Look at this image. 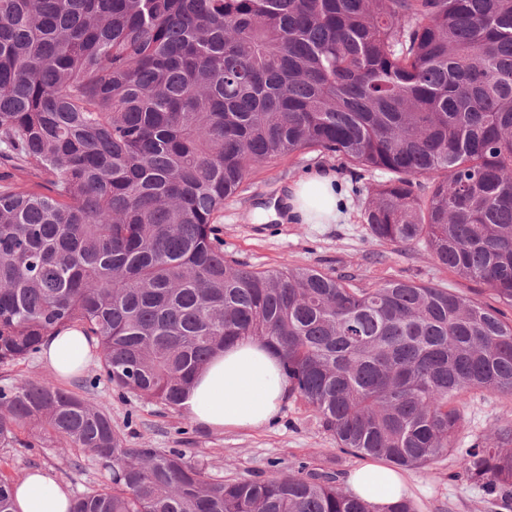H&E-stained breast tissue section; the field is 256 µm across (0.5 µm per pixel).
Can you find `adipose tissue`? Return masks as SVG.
<instances>
[{
    "instance_id": "ef3b65f1",
    "label": "adipose tissue",
    "mask_w": 512,
    "mask_h": 512,
    "mask_svg": "<svg viewBox=\"0 0 512 512\" xmlns=\"http://www.w3.org/2000/svg\"><path fill=\"white\" fill-rule=\"evenodd\" d=\"M348 207L335 174L320 169L289 186L281 212L284 221L294 224H336L346 219ZM41 358L55 375L69 379L85 369L91 348L80 331L68 330L48 337ZM289 393L279 355L248 338L211 357L197 373L181 411L204 430L247 431L276 420ZM345 488L376 512H389L409 485L404 473L367 460L349 471ZM15 503L18 512H68L70 494L47 472L35 470L18 481Z\"/></svg>"
}]
</instances>
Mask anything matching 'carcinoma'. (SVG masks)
Segmentation results:
<instances>
[{
  "label": "carcinoma",
  "instance_id": "1",
  "mask_svg": "<svg viewBox=\"0 0 512 512\" xmlns=\"http://www.w3.org/2000/svg\"><path fill=\"white\" fill-rule=\"evenodd\" d=\"M312 149L389 174L363 203L372 238L422 241L512 308V0H0V166L39 179L0 185V366L77 329L118 397L176 410L251 337L337 449L448 454L473 391L512 395V318L224 254V201ZM24 432L109 472L69 512H373L314 464L226 482L133 447L107 401L45 379L0 386V447H32ZM463 471L512 506L511 420ZM14 485L0 472V512Z\"/></svg>",
  "mask_w": 512,
  "mask_h": 512
}]
</instances>
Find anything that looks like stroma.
Here are the masks:
<instances>
[{"label":"stroma","mask_w":512,"mask_h":512,"mask_svg":"<svg viewBox=\"0 0 512 512\" xmlns=\"http://www.w3.org/2000/svg\"><path fill=\"white\" fill-rule=\"evenodd\" d=\"M320 167L332 170L350 196L351 206L344 223H258V207L279 205L292 182ZM384 179V173L379 171L354 178L342 161L328 152L307 150L294 154L251 175L242 191L225 201L219 219L224 251L260 270L288 262L351 275L359 288H369L386 279H402L491 300L489 286L461 280L434 262L423 246L397 248L369 237L362 220V205L368 187ZM98 375L99 363L94 360L65 386L75 391L90 379H97L96 397L108 399L112 422L124 429L131 445L186 449L192 460L204 465L212 476L272 477L295 470L299 463L311 462L335 470L342 480L358 462L357 457L337 449L319 417L296 396H288L278 420L271 425L248 432L205 431L187 424L176 411L134 396L117 398ZM461 412L464 428L457 449L435 464L410 471L417 512H506L505 508L485 503L478 487L456 480L455 475L462 469L464 448L484 438L504 420H512V397L476 391L467 398ZM33 469L47 471L74 495L109 482L105 470L87 461L81 469L71 468L51 448L0 447L1 472L18 480Z\"/></svg>","instance_id":"35a3bbf8"}]
</instances>
